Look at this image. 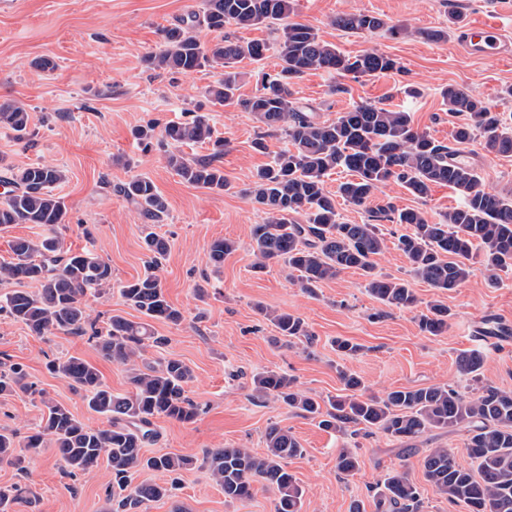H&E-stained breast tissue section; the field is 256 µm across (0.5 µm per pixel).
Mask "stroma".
Instances as JSON below:
<instances>
[{
  "mask_svg": "<svg viewBox=\"0 0 512 512\" xmlns=\"http://www.w3.org/2000/svg\"><path fill=\"white\" fill-rule=\"evenodd\" d=\"M201 6L202 0H18L16 7L0 10V104L20 103L30 115L26 140L0 132V164L20 169L46 162L65 170L67 179L56 189L67 208L59 233L63 247L92 252L112 268L113 287L97 289L88 298V312L98 327L115 314L140 320L116 284L141 276L149 259L138 210L115 192V185L146 175L168 204L167 217L153 230L169 243L159 276L182 319L154 322L165 343L147 348L145 357L177 358L192 369L187 396L199 413L190 422L155 419L157 438L146 445V454L200 457L212 448L243 447L260 455L267 428L276 424L289 429L304 449L302 456L288 461L303 490L302 512H350L356 501L364 512H374L371 487L402 467L422 492L424 512H468L464 504L436 494L420 466L422 453L431 448L448 449L469 464L463 431H432L418 441V454L408 456L384 433L352 439L280 402L254 398L252 378L263 371L287 374L300 391L321 402L342 394L343 371L355 373L366 394L376 396L443 383L469 393L486 383L512 389V344L479 333L488 319L512 329V271L501 273L498 285L491 287L476 263L459 288L438 292L412 277L395 246L410 227L392 221L379 225L386 247L374 258L375 271L409 282L418 297L414 308L381 304L354 269L321 283L311 294L293 285L280 263L255 271L250 230L261 214L246 191L256 170L283 148V140L269 139L268 153H259L252 147L260 130L253 113L207 102L206 91L218 80V70L171 75L149 69L144 61L159 48L164 27ZM355 13L375 15L386 27L375 33L336 27L337 16ZM294 18L345 54L375 50L399 64L396 71L359 79L321 70L304 74L293 86L294 96L321 119L336 118L368 101L410 112L415 127L448 144L456 119L442 91L451 85L496 111L512 113V102L504 100L505 90L512 87V59H477L459 43L462 27L472 20L496 23L512 39V0H294ZM433 31L442 32V39H430ZM41 58L50 59L53 69L36 67ZM409 85L418 88V96L405 94ZM197 104L224 139L219 164L229 187L221 192L184 182L158 148H144L133 136L136 127L151 119L182 121ZM466 150L483 188L512 196V155L491 151L480 139ZM347 177L339 170L324 183L326 192L337 198L338 221L345 224L368 223L390 205L420 210L429 222L441 223L460 202L445 186L433 187L419 199L393 180L355 205L338 196ZM218 238L235 241L237 248L216 270L208 254ZM437 300L448 305L452 318L446 331L433 336L421 330L419 319ZM267 308L302 319L311 344H289L264 316ZM339 338L359 344V352H337L334 342ZM468 350L481 351L486 359L479 378L457 370V356ZM70 357L95 365L113 392L129 391L125 367L104 358L87 337L36 336L0 314V370L19 367L25 383L43 389L80 421L107 427L106 416L88 408L82 391L47 371L49 360ZM46 414L40 399L26 393L0 398V432L26 433ZM345 446L357 452L360 467L343 480L336 457ZM25 466L22 472L0 466V487L20 483L30 489L29 496L9 502L6 512H110L107 463L71 477L64 474L55 449L46 447L26 451ZM178 505L185 512H274L275 493L258 483L250 499L225 500L207 469L198 467L183 473L174 497L150 503L147 512H174Z\"/></svg>",
  "mask_w": 512,
  "mask_h": 512,
  "instance_id": "stroma-1",
  "label": "stroma"
}]
</instances>
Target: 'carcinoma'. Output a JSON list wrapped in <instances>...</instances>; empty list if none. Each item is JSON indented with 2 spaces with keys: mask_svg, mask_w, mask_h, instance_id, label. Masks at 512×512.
<instances>
[{
  "mask_svg": "<svg viewBox=\"0 0 512 512\" xmlns=\"http://www.w3.org/2000/svg\"><path fill=\"white\" fill-rule=\"evenodd\" d=\"M292 0H203L202 8L162 30V46L147 56L153 70L188 73L210 66L223 70L217 85L208 91L215 105H240L256 115L265 127L253 147L265 152L267 138L280 136L288 147L274 153L271 163L257 170L249 196L263 214L251 228V246L262 269L271 261L297 273L300 288L311 291L320 283L356 269L367 278L369 293L383 305L408 309L417 297L408 283L381 278L374 273V256L384 247L376 224H343L336 204L324 189L331 171L342 168L352 178L340 183V194L355 205L363 204L391 180L401 182L417 198H425L435 185L447 186L462 197L443 223H430L422 212L388 207L398 224L411 232L397 239L396 247L407 258L414 277L447 292L470 276L471 262L478 258L494 285L500 273L512 269V198L491 193L480 185L473 165L454 159L460 147L476 138L486 148L512 153V121L465 90L450 86L443 91L450 113L461 117L452 133L453 145L436 141L414 128L410 113L364 102L341 113L332 121H321L309 106L292 93L293 80L311 70L336 72L354 79L399 69L398 62L377 51L345 55L322 41L309 26L289 20ZM248 29L276 26L275 52L281 69L266 76L255 95L236 97L240 73L235 64L244 58L263 59L270 46L242 42L224 34V27ZM345 31H375L384 22L359 13L336 17ZM204 28L221 34L220 40L203 45L195 30ZM29 113L17 104H0V128L19 140L28 137ZM141 141L166 148L167 165L186 183L211 191L228 187L224 170L216 165L224 154V140L214 136L209 119L193 110L186 119L158 128L151 121L134 130ZM205 142L212 152L204 158L185 159L178 148ZM66 179L65 172L46 163L22 169L3 168L0 182L11 187L0 200V228L12 224H37L46 234L37 240H21L12 261L0 265V282L31 283L34 293L15 289L0 300V312L24 324L36 336L57 331L84 335L89 315L86 298L92 290L112 284V268L89 252L66 251L58 236L67 214L63 198L54 193ZM116 192L133 203L144 224H158L167 212V202L154 182L135 175L116 187ZM306 215V223L295 216ZM144 242L150 253L145 273L121 282L123 301L143 316L139 322L121 315L109 318L103 330L92 328L100 353L108 360L129 367L131 390L116 394L102 380L94 365L77 357L51 361L48 369L85 392L87 406L107 416L109 427L91 428L61 404L39 395L48 409L43 427L18 439L16 432L0 433V464H18L16 448L43 447L50 438L68 473H89L106 459L112 471L113 512H142L149 503L170 495L176 476L193 469L192 456L162 453L147 455L145 444L154 440L153 420L166 417L192 421L197 408L185 395L193 378L191 368L176 358L138 366L145 348L158 344L152 322L177 323L181 312L166 298L155 273L167 251L165 239L148 233ZM235 243L216 239L209 248V261L218 268ZM448 306L435 302L421 315L422 331L438 335L448 329ZM281 335L290 339L306 336L303 322L288 313L273 316ZM458 372L480 375L483 354L466 351L456 358ZM347 394L329 400V409L295 390L284 374L267 372L253 378L254 395L281 401L289 408L313 418L319 425L342 434L379 430L409 448L433 429L466 432L465 448L475 468L462 465L446 448H431L423 457L422 469L433 491L451 503H462L469 512H512V390L487 385L476 396L443 385L391 390L383 396L367 395L362 382L352 374L340 373ZM266 452L257 455L247 448H214L203 458L213 481L224 491V499L245 501L253 484L261 482L274 490L275 512H301L303 491L288 471V460L303 454L296 437L272 425L266 436ZM359 467L350 448L339 451L336 469L348 477ZM142 470L159 472L171 482H141L132 485L133 475ZM376 512H421L422 493L406 470L386 475L374 497Z\"/></svg>",
  "mask_w": 512,
  "mask_h": 512,
  "instance_id": "obj_1",
  "label": "carcinoma"
}]
</instances>
